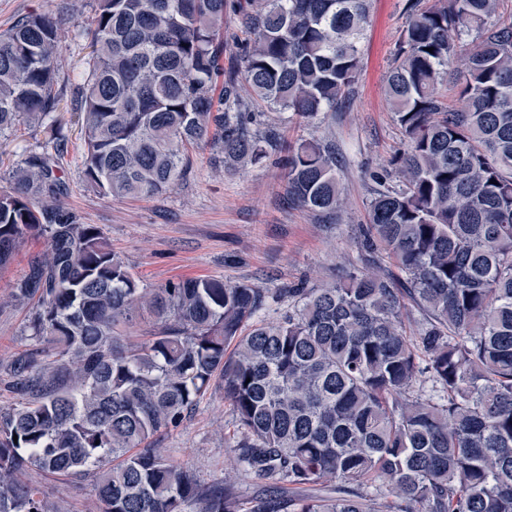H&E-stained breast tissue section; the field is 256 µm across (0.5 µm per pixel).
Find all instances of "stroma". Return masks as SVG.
Here are the masks:
<instances>
[{"instance_id":"35a3bbf8","label":"stroma","mask_w":512,"mask_h":512,"mask_svg":"<svg viewBox=\"0 0 512 512\" xmlns=\"http://www.w3.org/2000/svg\"><path fill=\"white\" fill-rule=\"evenodd\" d=\"M407 0H370L362 40L361 72L353 88L319 123L290 112H265L284 144L318 137L334 143L342 157L345 205L330 218L290 203L285 170L272 163L222 170L209 150L193 154L192 171L167 191L140 200H116L98 193L83 179V134L75 94L86 77L88 42L81 24L90 21L95 0H0V32L31 13H53L65 25L58 48L60 110L64 138L59 174L68 185L66 205L82 223L99 228L141 286L156 288L171 280L218 277L271 291L297 284L331 282L359 265L364 253L361 226L370 220L371 172L388 167L402 151L405 137L393 120L383 86L391 51L405 22ZM48 125H28L0 137V190L8 170L37 150ZM47 243L26 238L10 262L0 267V362L24 349L37 311L33 300L15 297V285ZM237 441L233 409L223 395L210 392L197 412L160 445L203 482L233 472ZM59 512H101L95 479L46 476L31 471Z\"/></svg>"}]
</instances>
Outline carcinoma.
<instances>
[{
  "label": "carcinoma",
  "instance_id": "obj_1",
  "mask_svg": "<svg viewBox=\"0 0 512 512\" xmlns=\"http://www.w3.org/2000/svg\"><path fill=\"white\" fill-rule=\"evenodd\" d=\"M499 0H407L385 96L403 152L376 184L367 258L318 288L269 292L204 277L145 288L100 230L64 206L60 131L11 167L0 266L19 240L47 252L16 284L38 298L29 344L0 362V512H57L29 470L94 471L104 512H512V21ZM248 33L224 77V13ZM369 0H96L80 92L85 182L158 195L191 170L274 156L291 201L343 203L336 148L283 152L256 106L308 121L355 83ZM62 19L0 33V135L58 111ZM462 62L459 106L438 97ZM395 262L396 284L377 270ZM288 302L282 306V302ZM422 316L403 325L406 305ZM273 313L274 317L266 318ZM155 318L143 339L121 329ZM233 407L237 469L263 487L201 481L159 448L214 385ZM323 481L329 496L305 493Z\"/></svg>",
  "mask_w": 512,
  "mask_h": 512
}]
</instances>
